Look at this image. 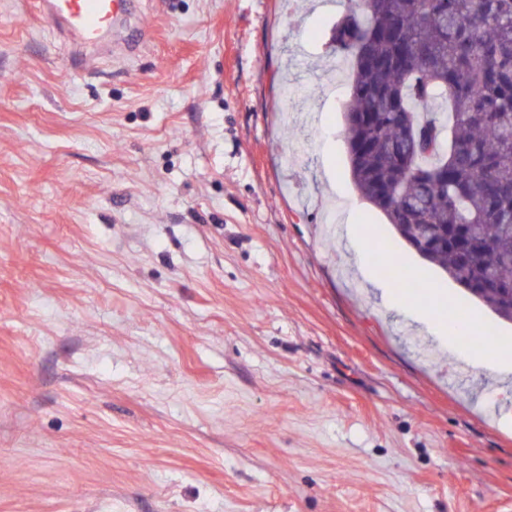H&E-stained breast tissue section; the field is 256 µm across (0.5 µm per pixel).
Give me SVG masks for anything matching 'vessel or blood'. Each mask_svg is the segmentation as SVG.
<instances>
[{"label":"vessel or blood","mask_w":512,"mask_h":512,"mask_svg":"<svg viewBox=\"0 0 512 512\" xmlns=\"http://www.w3.org/2000/svg\"><path fill=\"white\" fill-rule=\"evenodd\" d=\"M124 4L125 0H39L38 7L61 30L77 37L82 47L93 48L111 33Z\"/></svg>","instance_id":"vessel-or-blood-1"}]
</instances>
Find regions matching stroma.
Wrapping results in <instances>:
<instances>
[{
    "label": "stroma",
    "mask_w": 512,
    "mask_h": 512,
    "mask_svg": "<svg viewBox=\"0 0 512 512\" xmlns=\"http://www.w3.org/2000/svg\"><path fill=\"white\" fill-rule=\"evenodd\" d=\"M324 3L129 0L76 60L0 0V512H512V374L381 254L512 323L355 191ZM390 297L398 305L405 307L411 313L419 314L423 318H425L429 322L437 336H442L444 339H447V343L448 341L454 343L456 338L459 337V335H465L470 330L471 325L473 324L472 321L468 320H465L463 323H458L457 321L447 322L435 319L434 317L431 316L429 312H426L424 309L416 305L413 299L407 295H400L394 293Z\"/></svg>",
    "instance_id": "1"
}]
</instances>
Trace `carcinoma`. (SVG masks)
Instances as JSON below:
<instances>
[{"instance_id": "cac0c4a2", "label": "carcinoma", "mask_w": 512, "mask_h": 512, "mask_svg": "<svg viewBox=\"0 0 512 512\" xmlns=\"http://www.w3.org/2000/svg\"><path fill=\"white\" fill-rule=\"evenodd\" d=\"M328 47L350 61L358 194L512 322V0H361Z\"/></svg>"}]
</instances>
